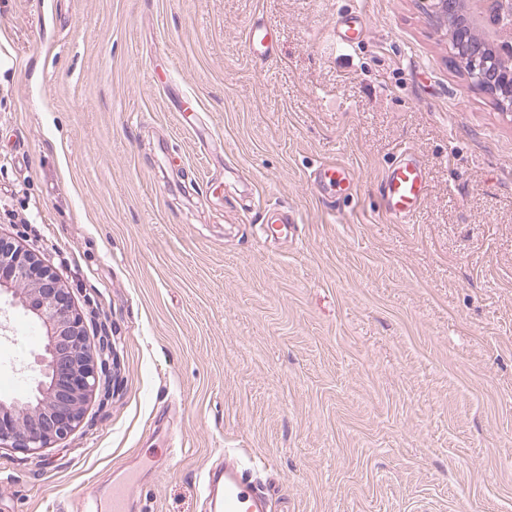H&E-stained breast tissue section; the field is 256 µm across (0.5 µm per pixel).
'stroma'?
Wrapping results in <instances>:
<instances>
[{"instance_id":"stroma-1","label":"stroma","mask_w":512,"mask_h":512,"mask_svg":"<svg viewBox=\"0 0 512 512\" xmlns=\"http://www.w3.org/2000/svg\"><path fill=\"white\" fill-rule=\"evenodd\" d=\"M403 146L431 192L391 224ZM270 203L296 243L260 239ZM0 237L118 362L66 439L0 450V512H75L134 455L136 512H206L228 448L274 512H512V115L423 0H0ZM45 342L9 309L0 381ZM366 33L363 15L355 11L336 22V36L343 42L356 44L360 42ZM246 46L251 60L264 64L276 52L275 41L270 28L259 23H249L246 31ZM356 181L354 170L336 160L322 162L311 174V183L318 187L330 204L348 198Z\"/></svg>"}]
</instances>
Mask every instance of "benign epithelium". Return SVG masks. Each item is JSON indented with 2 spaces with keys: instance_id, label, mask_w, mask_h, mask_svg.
Listing matches in <instances>:
<instances>
[{
  "instance_id": "7a95c632",
  "label": "benign epithelium",
  "mask_w": 512,
  "mask_h": 512,
  "mask_svg": "<svg viewBox=\"0 0 512 512\" xmlns=\"http://www.w3.org/2000/svg\"><path fill=\"white\" fill-rule=\"evenodd\" d=\"M458 0H431L429 15L448 23ZM471 22L448 31L455 50L466 51L462 63L469 78L490 94L506 111L512 110V92L505 94V80L495 71L482 48L470 44ZM11 296L20 306L50 328L43 355V379L36 382L35 400L0 401V449L13 448L38 454L66 438L84 419V405L98 389L100 377L115 364L112 346L94 350L84 335L81 314L69 291L51 266L18 244L0 240V295Z\"/></svg>"
}]
</instances>
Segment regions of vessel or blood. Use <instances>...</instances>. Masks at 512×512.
<instances>
[{
    "label": "vessel or blood",
    "mask_w": 512,
    "mask_h": 512,
    "mask_svg": "<svg viewBox=\"0 0 512 512\" xmlns=\"http://www.w3.org/2000/svg\"><path fill=\"white\" fill-rule=\"evenodd\" d=\"M366 33L363 15L353 12L336 24L341 41L360 42ZM246 46L252 61L266 63L275 54V41L270 28L259 23L247 26ZM356 175L345 163L336 160L322 162L312 173L311 182L324 194L329 203L348 198L354 188ZM382 209L389 223H410L424 206L429 195L427 171L411 148H401L380 180ZM260 232L264 240L285 242L297 234L291 212L272 207ZM217 484L219 494L212 498L210 512H272L271 497L264 487L248 482L235 460H225L223 468L210 478ZM134 483L132 474L112 485V512H128V501Z\"/></svg>",
    "instance_id": "obj_1"
}]
</instances>
